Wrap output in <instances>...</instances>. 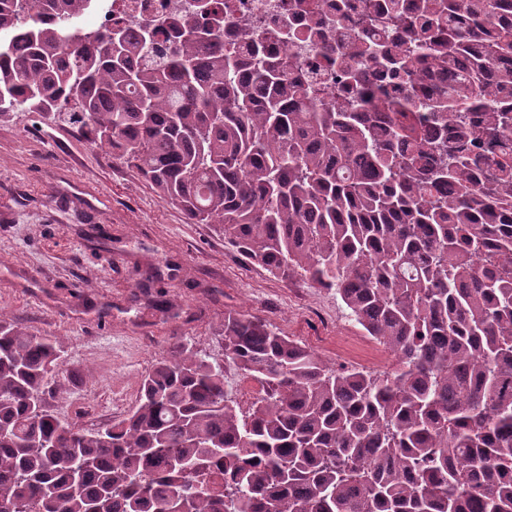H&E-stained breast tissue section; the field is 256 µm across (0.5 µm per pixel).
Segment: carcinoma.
I'll use <instances>...</instances> for the list:
<instances>
[{
	"label": "carcinoma",
	"mask_w": 512,
	"mask_h": 512,
	"mask_svg": "<svg viewBox=\"0 0 512 512\" xmlns=\"http://www.w3.org/2000/svg\"><path fill=\"white\" fill-rule=\"evenodd\" d=\"M96 4L0 0V117L76 127L274 276L336 291L394 365L338 370L226 313L224 363L177 343L126 416L84 431L49 403L62 341L1 316L0 508L512 512V0H364L322 47L340 101L224 46L218 0L206 23L75 27ZM421 61L444 75L431 98ZM227 364L262 386L246 411Z\"/></svg>",
	"instance_id": "1"
}]
</instances>
